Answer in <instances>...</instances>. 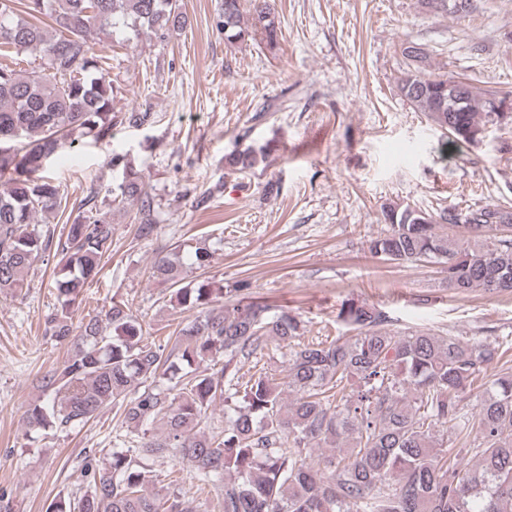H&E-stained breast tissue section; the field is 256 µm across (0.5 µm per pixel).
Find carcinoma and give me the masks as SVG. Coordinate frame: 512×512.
Here are the masks:
<instances>
[{
	"label": "carcinoma",
	"mask_w": 512,
	"mask_h": 512,
	"mask_svg": "<svg viewBox=\"0 0 512 512\" xmlns=\"http://www.w3.org/2000/svg\"><path fill=\"white\" fill-rule=\"evenodd\" d=\"M426 5L466 14L473 0ZM249 16L246 26L242 0H223L224 38L250 37L276 51L274 0H250ZM185 26L180 0H0L3 56L31 57L27 69L0 64V177H8L0 192V294L22 290L33 264L56 246L62 300L46 317L47 334L74 348L60 369L39 380L45 399L27 410L24 427H80L110 405L126 428L112 453L86 456V490L58 498L47 512H191L182 494L189 478L196 490L215 494L220 512H512V372L477 383L502 356L496 341L393 331L381 311L353 301L337 314L351 335L308 337L284 309L244 299L226 306L220 282L181 285L183 262L169 255L155 259L153 277L170 283L171 308L198 310L173 346L146 336L123 302L112 303L103 319L74 321L83 288L112 253L107 213L138 202L137 237L158 228L141 173L114 154L115 183L89 188L62 227L66 235L27 230L69 208L61 186L38 175L45 160L79 137L98 142L114 127L147 117L115 108L124 89L88 33L110 38L122 29L134 39L146 29L164 38ZM402 55L400 96L448 131L451 145L468 147L486 124L512 120L469 84L458 109L448 111V79L426 72L425 50L407 42ZM265 160L263 152L235 150L224 165L244 174ZM382 221L388 230L370 241L372 255L398 264L443 263L455 295L512 292V207L428 213L396 203L383 207ZM439 224L448 232H436ZM271 343L288 351L279 373L263 367L241 375ZM200 362L217 370L200 373ZM474 390L480 409L471 417L460 402ZM218 400L224 425L213 427L209 410ZM439 425L468 447L446 446L433 434ZM315 449L324 453L312 466L307 457ZM468 454L477 458L473 470L463 467ZM147 456L175 464L156 472L143 462Z\"/></svg>",
	"instance_id": "obj_1"
}]
</instances>
